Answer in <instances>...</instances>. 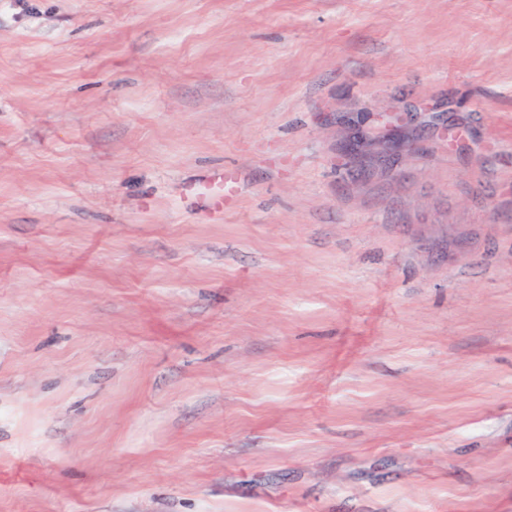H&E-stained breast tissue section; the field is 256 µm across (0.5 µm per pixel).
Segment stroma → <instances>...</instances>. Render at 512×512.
<instances>
[{"mask_svg":"<svg viewBox=\"0 0 512 512\" xmlns=\"http://www.w3.org/2000/svg\"><path fill=\"white\" fill-rule=\"evenodd\" d=\"M0 512H512V0H0Z\"/></svg>","mask_w":512,"mask_h":512,"instance_id":"1","label":"stroma"}]
</instances>
